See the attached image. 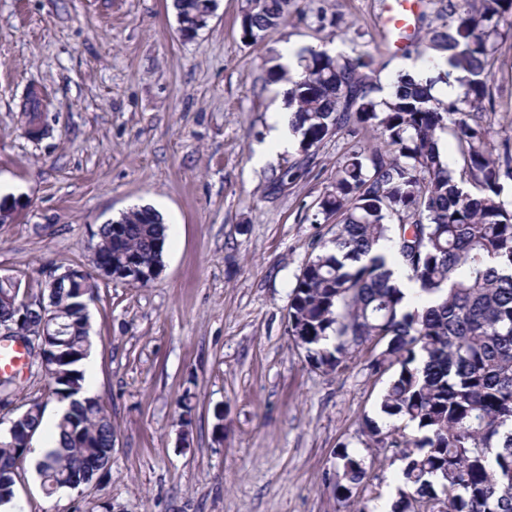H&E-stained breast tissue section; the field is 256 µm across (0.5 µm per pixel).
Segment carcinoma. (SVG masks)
Returning <instances> with one entry per match:
<instances>
[{"label": "carcinoma", "instance_id": "cac0c4a2", "mask_svg": "<svg viewBox=\"0 0 512 512\" xmlns=\"http://www.w3.org/2000/svg\"><path fill=\"white\" fill-rule=\"evenodd\" d=\"M292 0H247L243 36L255 41L278 27ZM176 14L202 21L214 0H174ZM429 43L415 50L432 77L423 84L396 75L379 96L370 51L334 56L309 49L291 81L292 132L305 154L344 131L375 130L386 146L355 145L336 167L317 214L334 223L297 277L288 307V335L310 365L338 372L370 352L372 371L390 374L380 411L400 424L364 432L396 449L401 468L390 512H512V148L496 145L485 119L496 42L512 29V0H448ZM454 80L456 97L431 90ZM46 107L35 86L21 111ZM451 132L460 157L452 167L439 147ZM97 267L115 281L146 285L163 267L166 225L151 208H134L93 233ZM408 272L426 302L410 309L392 264ZM99 285L81 282L43 291L44 308L19 299L0 281V324L43 329L41 366L52 394L70 401L55 423L58 448L37 468L46 493L76 490L108 471L112 417L98 398L82 395L81 369L92 349L86 304ZM43 408L31 404L0 435V507L15 497L16 459L40 430ZM347 512H371L353 499L366 477L361 464L336 454Z\"/></svg>", "mask_w": 512, "mask_h": 512}]
</instances>
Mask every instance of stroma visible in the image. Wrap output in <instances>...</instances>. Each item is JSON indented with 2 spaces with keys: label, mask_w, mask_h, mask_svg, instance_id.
<instances>
[{
  "label": "stroma",
  "mask_w": 512,
  "mask_h": 512,
  "mask_svg": "<svg viewBox=\"0 0 512 512\" xmlns=\"http://www.w3.org/2000/svg\"><path fill=\"white\" fill-rule=\"evenodd\" d=\"M385 2L297 0L252 43L246 0H217L191 37L172 0H0V184L21 201L0 224V276L35 296L46 272L91 268L93 231L129 209H159L167 227L157 278L100 281L89 305L109 471L49 495L24 457L16 512H345L342 449L367 471L361 501L395 499L400 463L363 433L366 419L388 424V375L362 357L324 374L288 334L296 277L331 237L316 204L353 141L341 132L308 156L267 144L287 106L289 84L272 74L285 49L371 50L385 88L414 60L385 51ZM32 85L47 98L37 141L19 110ZM491 87L498 127L512 120V33ZM300 161L304 174L279 182ZM35 402L48 415L57 405L33 357L0 396V423Z\"/></svg>",
  "instance_id": "stroma-1"
}]
</instances>
